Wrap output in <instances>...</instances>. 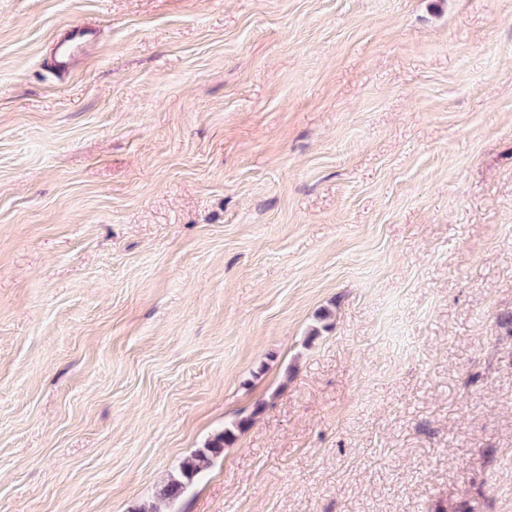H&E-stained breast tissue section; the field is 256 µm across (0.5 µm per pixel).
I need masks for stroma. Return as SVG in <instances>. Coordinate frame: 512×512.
I'll return each mask as SVG.
<instances>
[{"mask_svg":"<svg viewBox=\"0 0 512 512\" xmlns=\"http://www.w3.org/2000/svg\"><path fill=\"white\" fill-rule=\"evenodd\" d=\"M511 316L512 0H0V512H512ZM93 41L94 32L90 28L74 26L66 31L65 37L57 43L55 66L60 76L71 73L72 60L86 54ZM236 439L231 429H224L214 435L204 448L196 449L180 467V473L170 480L163 490V495L169 500L181 498L193 484L199 474L209 469L215 459L224 455V448L230 447Z\"/></svg>","mask_w":512,"mask_h":512,"instance_id":"35a3bbf8","label":"stroma"}]
</instances>
